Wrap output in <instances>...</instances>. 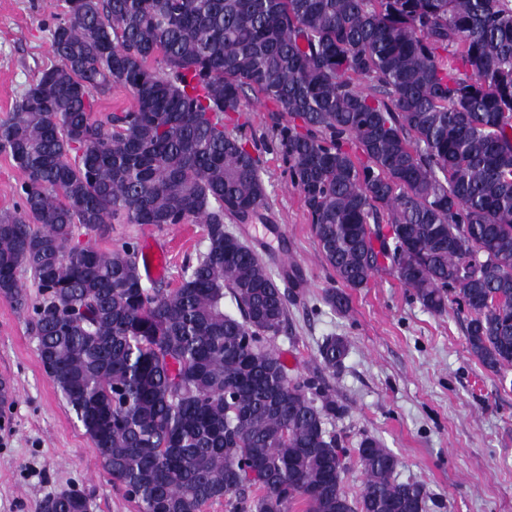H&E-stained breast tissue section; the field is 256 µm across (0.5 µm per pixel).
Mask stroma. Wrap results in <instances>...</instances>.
I'll return each instance as SVG.
<instances>
[{"mask_svg":"<svg viewBox=\"0 0 512 512\" xmlns=\"http://www.w3.org/2000/svg\"><path fill=\"white\" fill-rule=\"evenodd\" d=\"M64 0H0V120L38 75L53 64L50 29ZM247 137L262 160L269 195L263 220L235 225L275 272H294L297 296L288 326L274 341L290 375L319 368L328 336L348 343L342 368L326 378L347 414L332 425L345 448L363 435L398 457V480L423 482L428 512H512V386L484 370L469 353L465 313L456 305L425 309L387 266L363 288L347 289L349 310L323 300L338 287L326 265L300 193L274 143L287 123L268 101L243 107ZM154 240L166 253L165 281L177 283L187 263L207 247L198 223L163 228L115 224L90 244L108 252ZM16 398L0 408V512H43L45 501L77 488L89 512H137L103 469L99 454L60 391L45 373L27 310L0 297V376Z\"/></svg>","mask_w":512,"mask_h":512,"instance_id":"1","label":"stroma"}]
</instances>
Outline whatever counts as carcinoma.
Returning a JSON list of instances; mask_svg holds the SVG:
<instances>
[{
    "label": "carcinoma",
    "mask_w": 512,
    "mask_h": 512,
    "mask_svg": "<svg viewBox=\"0 0 512 512\" xmlns=\"http://www.w3.org/2000/svg\"><path fill=\"white\" fill-rule=\"evenodd\" d=\"M50 41L59 64L0 121L24 175L22 206L0 212V297L28 306L31 274L39 358L112 481L139 512H427L425 484L397 480L371 435L354 449L362 492L345 491L349 452L328 425L346 408L323 372L348 345L326 337L307 376L273 347L293 292L224 228L268 208L260 157L224 114L251 92L287 114L274 138L336 278L363 288L388 261L427 310L467 311L469 352L503 380L512 0H65ZM114 86L132 106L96 110ZM187 221L208 245L174 288L144 286L133 243L76 242ZM324 300L348 310L334 288ZM86 507L69 493L44 512Z\"/></svg>",
    "instance_id": "obj_1"
}]
</instances>
